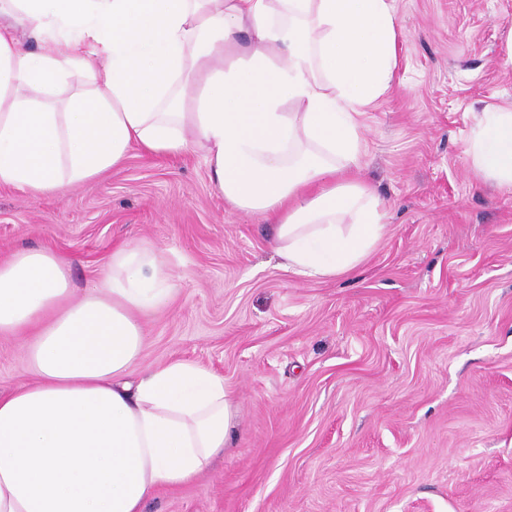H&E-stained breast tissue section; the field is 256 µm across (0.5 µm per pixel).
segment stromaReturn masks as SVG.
<instances>
[{
    "label": "stroma",
    "mask_w": 512,
    "mask_h": 512,
    "mask_svg": "<svg viewBox=\"0 0 512 512\" xmlns=\"http://www.w3.org/2000/svg\"><path fill=\"white\" fill-rule=\"evenodd\" d=\"M393 90L356 177L388 209L352 271L288 273L271 225L230 210L198 150L132 149L58 197L0 186V260L47 248L78 292L122 244L186 271L141 362L222 374L238 434L144 512H512V190L473 167L476 112L512 104V0H396ZM0 335V393L33 383Z\"/></svg>",
    "instance_id": "stroma-1"
}]
</instances>
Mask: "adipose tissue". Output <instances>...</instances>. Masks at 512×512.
Returning a JSON list of instances; mask_svg holds the SVG:
<instances>
[{"instance_id": "adipose-tissue-1", "label": "adipose tissue", "mask_w": 512, "mask_h": 512, "mask_svg": "<svg viewBox=\"0 0 512 512\" xmlns=\"http://www.w3.org/2000/svg\"><path fill=\"white\" fill-rule=\"evenodd\" d=\"M398 33L394 0H0V186L59 196L132 147L193 145L229 208L273 225L288 272L342 275L386 230L352 171ZM466 152L512 189V108L478 115ZM178 291L142 245L80 296L52 250L0 262V335L28 337L36 376L0 395V512H142L228 447L223 376L138 364Z\"/></svg>"}]
</instances>
